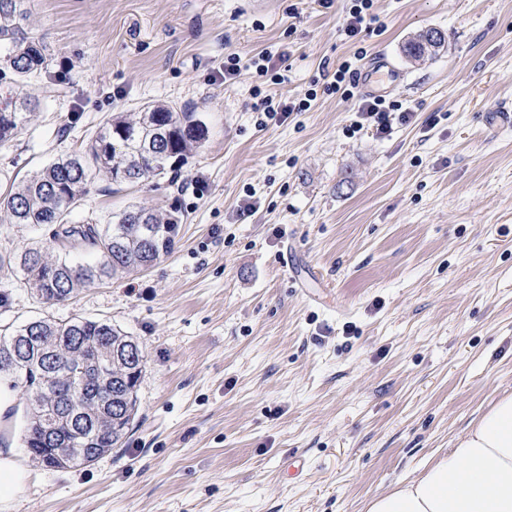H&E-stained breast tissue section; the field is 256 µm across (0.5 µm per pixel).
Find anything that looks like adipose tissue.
I'll list each match as a JSON object with an SVG mask.
<instances>
[{
  "label": "adipose tissue",
  "mask_w": 512,
  "mask_h": 512,
  "mask_svg": "<svg viewBox=\"0 0 512 512\" xmlns=\"http://www.w3.org/2000/svg\"><path fill=\"white\" fill-rule=\"evenodd\" d=\"M367 512H512V395L418 476L373 497Z\"/></svg>",
  "instance_id": "adipose-tissue-1"
}]
</instances>
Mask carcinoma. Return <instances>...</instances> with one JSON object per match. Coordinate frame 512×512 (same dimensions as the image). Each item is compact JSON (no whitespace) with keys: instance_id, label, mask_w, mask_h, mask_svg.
<instances>
[{"instance_id":"obj_1","label":"carcinoma","mask_w":512,"mask_h":512,"mask_svg":"<svg viewBox=\"0 0 512 512\" xmlns=\"http://www.w3.org/2000/svg\"><path fill=\"white\" fill-rule=\"evenodd\" d=\"M29 0H0V82L14 96L0 107V145L22 133L38 111L23 95L27 81L49 69L45 49L29 32ZM446 41L427 28L403 46L406 58L425 60ZM207 128L195 113L171 105L148 104L131 115L108 119L86 147L60 157L29 178L0 193V216L11 224H53V239L74 242L99 255L95 265L75 266L49 248L33 244L14 257L0 256V276L20 272L47 303L68 300L83 289L119 274L142 272L169 255L182 209L144 205L112 217L105 224H72L70 216L97 181L115 185L165 179L172 183L188 157L205 139ZM43 347L59 357L52 381L40 395L34 389L44 370L35 356ZM9 350L14 363L0 359V376L25 399L24 447L32 459L45 461L56 448L78 460L93 448L121 445L137 413L138 386L145 366L139 342L109 320L49 317L36 327L24 323L0 329V352ZM112 361L110 380L101 378L98 363ZM84 370L85 392H71L70 373Z\"/></svg>"}]
</instances>
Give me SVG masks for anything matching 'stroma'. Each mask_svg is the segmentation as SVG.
I'll return each mask as SVG.
<instances>
[{"instance_id":"stroma-1","label":"stroma","mask_w":512,"mask_h":512,"mask_svg":"<svg viewBox=\"0 0 512 512\" xmlns=\"http://www.w3.org/2000/svg\"><path fill=\"white\" fill-rule=\"evenodd\" d=\"M247 2L30 0L50 76L24 88L41 109L0 147V190L149 103L195 112L207 136L174 184L100 182L73 215L179 203L174 249L150 271L50 307L0 279L1 325L107 319L146 357L124 446L88 467L36 463L14 420L28 479L0 512H366L512 393V127L489 121L512 109V0H376L368 56L402 74L389 97L415 114L385 138L346 137L353 102L322 95L261 123L263 97L366 61L320 0ZM428 27L444 47L409 62L403 45ZM266 50L285 55L286 82L225 80V56ZM51 238L0 222L4 256Z\"/></svg>"}]
</instances>
